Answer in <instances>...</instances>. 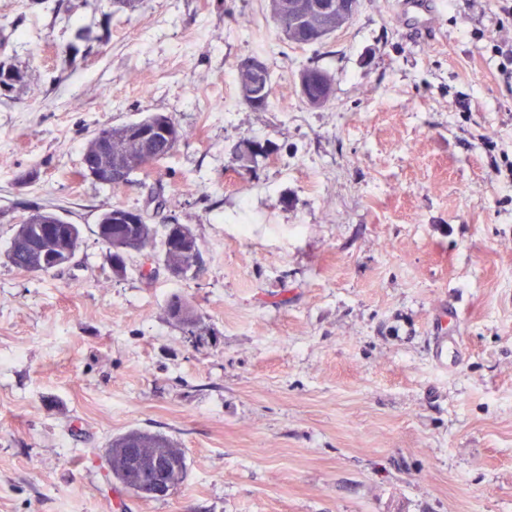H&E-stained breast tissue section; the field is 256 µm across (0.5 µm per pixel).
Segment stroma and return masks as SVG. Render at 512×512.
Returning a JSON list of instances; mask_svg holds the SVG:
<instances>
[{
    "label": "stroma",
    "instance_id": "35a3bbf8",
    "mask_svg": "<svg viewBox=\"0 0 512 512\" xmlns=\"http://www.w3.org/2000/svg\"><path fill=\"white\" fill-rule=\"evenodd\" d=\"M428 2L422 25L360 0L297 45L268 0H0V61L39 88L0 96V512H512V29L498 0ZM249 55L263 111L238 96ZM153 112L186 131L174 154L117 191L81 175L92 132ZM159 185L197 274L115 275L98 219ZM34 208L81 225L71 267L8 262ZM132 429L184 450L170 497L110 482ZM333 86L334 77L319 67H307L303 69L299 75V92L306 105L307 103L305 102L304 95H309L311 98L321 99L322 103L319 107H323L330 103L333 98ZM167 312L170 318L188 334L202 336V333L197 332L201 318L190 301L181 297L174 298L169 302Z\"/></svg>",
    "mask_w": 512,
    "mask_h": 512
}]
</instances>
